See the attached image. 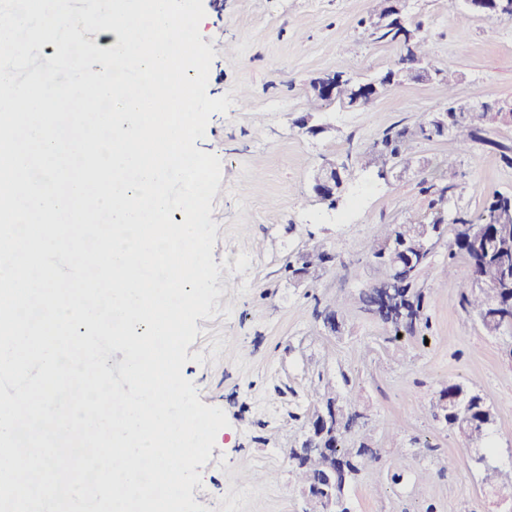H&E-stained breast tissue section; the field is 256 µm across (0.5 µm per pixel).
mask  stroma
<instances>
[{
  "instance_id": "obj_1",
  "label": "stroma",
  "mask_w": 512,
  "mask_h": 512,
  "mask_svg": "<svg viewBox=\"0 0 512 512\" xmlns=\"http://www.w3.org/2000/svg\"><path fill=\"white\" fill-rule=\"evenodd\" d=\"M202 40L216 57L207 94L228 96L227 114H212L200 150L217 155L222 179L211 200L212 259L219 268L211 318H197L183 368L201 403L229 421L216 437L202 481L192 488L209 512H304L289 449L298 447L300 417L312 408L310 379L324 375L339 391H357L363 417L349 432L378 456L346 495L352 512H502L512 502V334L491 337L459 306L447 285L445 244H437L419 284L431 324L425 335L393 339L357 300L381 280L365 247L408 213L429 215L419 176L397 168L382 179L356 168L336 206L319 200L309 177L323 160L354 164L388 129L417 112H438L449 98L512 100V21L468 13L464 0H409L408 22L420 24L433 65L455 71L456 88L439 82L392 88L361 107H325V133L296 125L309 110L308 82L342 72L358 79L383 74L400 49L372 42L358 21L366 0H203ZM249 98H241V90ZM406 157L436 172L455 156V194L477 211L497 193L512 192V167L480 144L457 150L445 137L416 138ZM334 256L313 282L289 279L286 265L312 244ZM349 295L343 328L323 334L317 312ZM444 382L477 386L495 409L494 452L478 450L436 422L424 407ZM454 464L438 471L439 458ZM502 471L482 481L484 464ZM401 481H392L395 467ZM268 473L267 482L254 480Z\"/></svg>"
}]
</instances>
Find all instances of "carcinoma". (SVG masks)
Segmentation results:
<instances>
[{
    "label": "carcinoma",
    "mask_w": 512,
    "mask_h": 512,
    "mask_svg": "<svg viewBox=\"0 0 512 512\" xmlns=\"http://www.w3.org/2000/svg\"><path fill=\"white\" fill-rule=\"evenodd\" d=\"M387 0H368L366 15L359 20L369 37L378 43H394L400 48V57L395 68L386 71L389 78L401 69L413 68L430 62V51L426 38L418 24L405 23V27L416 33L414 50L404 47L399 37L400 30L370 26L369 19L386 11ZM336 97L311 99V109L320 110L332 103L354 106V92L347 81L336 73ZM434 113H417L414 121L401 128L387 130L372 148L362 153L358 163L364 168L373 167L382 174L395 162L403 161V146L415 137H433ZM448 118L456 126L454 141L458 149L478 143L495 151L502 162L512 167V142L491 137L498 124L496 113L488 108L469 112H450ZM457 177L456 159L448 157L436 180L420 182L422 192L431 195L429 209L432 218L410 215L402 224H392L378 240L367 245L368 259L385 272V280L399 288L402 298V318L382 317L393 334L414 336L429 327L426 295L419 287V279L429 266L433 253L410 262L415 254L414 246L436 235L440 224L452 225V237L447 242L448 276L454 278L458 288L461 309L476 319L488 336H501L512 332V193H497L487 199L478 214L456 200L454 189ZM454 203L453 211L448 204ZM463 257L466 271L458 273L454 266L457 257ZM332 255L324 246L317 244L299 254L288 263V276L305 270L312 280L320 276ZM313 402L336 400L339 414L349 413L358 406V397L352 391L342 395L330 380L318 378L312 384ZM448 399V414L443 419L448 427L456 430L468 448H482L485 454L493 451L486 444L494 423L495 411L482 390L462 383H443L429 402L428 411L437 417L441 410L440 399ZM341 427H336V494L358 479L365 460L374 455V449L362 442L359 446H348L341 442ZM297 483L310 487L323 473V461L315 455H300L296 449L289 451Z\"/></svg>",
    "instance_id": "1"
}]
</instances>
